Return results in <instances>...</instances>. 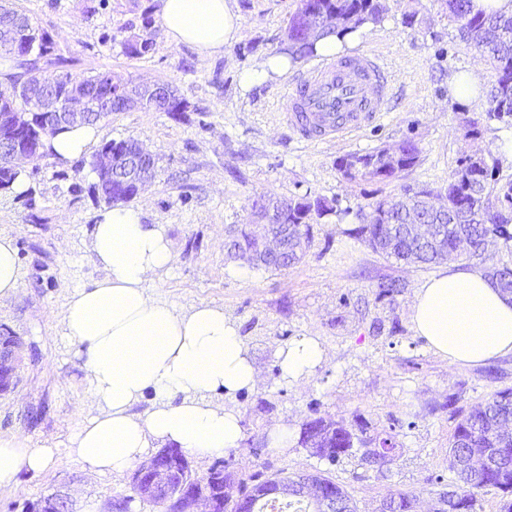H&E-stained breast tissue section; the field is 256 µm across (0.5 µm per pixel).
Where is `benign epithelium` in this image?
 <instances>
[{
    "label": "benign epithelium",
    "instance_id": "7a95c632",
    "mask_svg": "<svg viewBox=\"0 0 512 512\" xmlns=\"http://www.w3.org/2000/svg\"><path fill=\"white\" fill-rule=\"evenodd\" d=\"M336 22V18L323 17L308 21L302 28V36L289 33L288 47L299 53L311 38L322 31L323 25ZM33 111L9 112L0 115V125L12 128V136L0 141V151L6 154L10 167L16 162L32 158V151L38 149L43 136L63 126L81 123L94 115L99 117V102L87 89L79 84L72 85L58 97H45L39 93L31 96ZM155 159L146 152L142 143L132 138L123 146L106 145L98 152L93 169L97 175L95 192L102 200L112 196V185L117 182L139 191L154 176ZM281 202L270 200V204L254 209L256 223L263 226L259 235L251 228L245 233L251 245L236 250V256L249 262L278 258L287 251L285 234L278 233L282 226ZM22 343L11 335L8 329L0 330V393L7 392L17 383V369L21 362ZM182 466H190L188 459L172 447L158 451L151 460L139 466L131 476V485L138 491V498L144 502L159 505L164 512H198L199 504L207 507L206 512H252L251 494L240 492L234 498H227L222 478L233 473L232 460L221 459L210 467L205 481L189 480L178 485L172 477ZM295 489L305 495L316 496L323 512H343L336 507V494L325 487L319 475H303ZM69 509L68 496L58 491L31 503L27 512H66Z\"/></svg>",
    "mask_w": 512,
    "mask_h": 512
}]
</instances>
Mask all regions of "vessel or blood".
Returning a JSON list of instances; mask_svg holds the SVG:
<instances>
[{
	"mask_svg": "<svg viewBox=\"0 0 512 512\" xmlns=\"http://www.w3.org/2000/svg\"><path fill=\"white\" fill-rule=\"evenodd\" d=\"M390 87L381 57L369 52L311 64L288 94L286 123L300 139H341L377 122Z\"/></svg>",
	"mask_w": 512,
	"mask_h": 512,
	"instance_id": "obj_1",
	"label": "vessel or blood"
}]
</instances>
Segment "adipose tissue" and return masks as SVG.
<instances>
[{
  "mask_svg": "<svg viewBox=\"0 0 512 512\" xmlns=\"http://www.w3.org/2000/svg\"><path fill=\"white\" fill-rule=\"evenodd\" d=\"M158 14L172 44L191 46L203 58L222 51L241 29L228 0H158ZM98 138L96 126L77 124L45 144L52 160L68 163ZM91 247L103 275L70 291L61 320L90 384L69 455L112 476L167 444L200 456L237 447L238 414L210 396L254 387L258 371L222 307L202 303L184 313L153 292V281L173 261L165 225L115 205L97 214ZM412 322L431 348L461 365L512 354V296L473 270L454 266L429 278L416 291ZM278 358L283 378L295 380L319 367L323 354L306 337L281 348ZM148 393L151 408L136 413ZM56 455L25 436L0 435V489L14 486L21 472L51 470Z\"/></svg>",
  "mask_w": 512,
  "mask_h": 512,
  "instance_id": "obj_1",
  "label": "adipose tissue"
}]
</instances>
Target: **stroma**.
<instances>
[{"label": "stroma", "instance_id": "obj_1", "mask_svg": "<svg viewBox=\"0 0 512 512\" xmlns=\"http://www.w3.org/2000/svg\"><path fill=\"white\" fill-rule=\"evenodd\" d=\"M384 4L382 22L360 28L342 52L385 60L392 89L386 112L348 139L306 142L282 114L311 57L291 61L286 75L244 83L260 61L280 53L300 0H230L240 33L205 59L168 41L156 0H15L54 42L49 73L108 71L126 82L165 83L188 105L177 119L135 107L97 126L101 141L137 138L156 158L154 179L132 201L147 223L166 226L172 246L174 260L154 292L181 311L200 303L223 307L257 367L259 384L224 400L241 419L239 445L227 451L236 471H319L344 487L357 512H375L398 490L415 496L417 512H433L438 493L450 488L456 423L489 394L512 388V355L461 366L437 354L411 322L415 292L436 266L385 259L352 231L374 199L406 185L444 188L458 160L475 149L490 152L501 178L511 177L512 125L489 121L481 139L467 137V113L483 112L487 103L455 99L448 79L477 65L487 90L496 72L459 40L439 0ZM411 14L417 21L409 26ZM140 38L151 39V50L131 53L129 42ZM407 139L418 144L420 158L393 181L348 179L336 167L342 156ZM91 161L88 154L66 164L47 158L27 166L24 191H0V234L13 238L20 268L16 297L0 305V327L29 347L19 384L0 395V434L61 451L51 471L22 472L16 485L0 490V512H23L56 490L68 495L72 512H107L119 496L131 497L130 512H157L132 498L130 474L104 477L64 453L89 382L60 314L69 290L102 274L90 244L103 208L91 190ZM261 196L330 205L298 264L267 271L230 258L229 233L250 223L251 204ZM381 278L400 280L401 292L378 298ZM304 336L317 340L324 361L313 375L287 381L275 372L277 352ZM316 417L364 424L368 436L392 437L396 449L382 463L358 456L325 463L298 444L302 424ZM279 425L288 430L284 448L271 444Z\"/></svg>", "mask_w": 512, "mask_h": 512}]
</instances>
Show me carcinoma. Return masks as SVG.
<instances>
[{"mask_svg":"<svg viewBox=\"0 0 512 512\" xmlns=\"http://www.w3.org/2000/svg\"><path fill=\"white\" fill-rule=\"evenodd\" d=\"M441 2L448 19L456 25L460 40L484 56L497 73L496 84L488 95L486 119L511 122L512 16L475 13L470 6L471 0ZM311 7L336 14V34L341 37L366 24L381 22L385 11L383 0H300L289 26H294ZM20 15L22 12L18 9L1 3L0 34L7 33L15 25V17ZM28 23L36 33V57L48 58L53 51L51 37L33 19H28ZM0 55L13 61L11 71L4 74L5 78L27 80L39 93L59 96L67 85L78 81L97 92L106 111L127 109L123 98L110 93L102 73L78 79L62 72L57 85L43 86L29 58L1 49ZM141 108L166 112L177 118L186 111L187 105L172 90L142 97ZM419 155L418 146L407 140L403 154L394 163L386 161L384 149L379 148L365 155L343 156L336 161V166L349 179L360 175L391 181L415 166ZM497 173L496 165L489 163L484 154L467 155L459 160L448 179L446 210L438 212L431 208L430 190L405 186L400 195L376 199L369 204L368 222L356 230V236L374 252L406 265L430 266L452 256L484 264L489 260L487 243H501L507 248L512 246V179L503 183ZM331 210L332 207L320 199H288L287 223L292 225L288 229V257L259 264L257 268L277 270L299 262L311 242L312 224ZM411 224L434 225V236L429 239L417 237L409 229ZM462 237L471 241L473 249L458 248L457 240ZM493 268L494 272L487 271L485 275L502 292L512 295V267L503 263L495 264ZM364 431L362 425L355 431L342 420H321L302 425L300 442L315 449V454L320 457L325 454L331 456L334 462L355 450L362 451L365 459L383 461L395 449L389 437L380 439L379 447H371L374 440L364 437ZM489 448L492 449L490 466L479 470L472 468L471 463L485 459ZM448 471L454 476L455 489L439 493L437 512H455L454 499L457 497L469 501L474 508L478 495L488 487L506 495L512 493V389L491 393L457 422L449 443ZM272 477L286 480L290 485L294 480V477H284L280 473L269 476L264 470L239 480L230 475L227 480L240 492L248 488L257 491L253 512H265L264 506L269 499L262 495V484ZM413 508V496L407 491H398L383 499L378 512H413Z\"/></svg>","mask_w":512,"mask_h":512,"instance_id":"obj_1","label":"carcinoma"}]
</instances>
